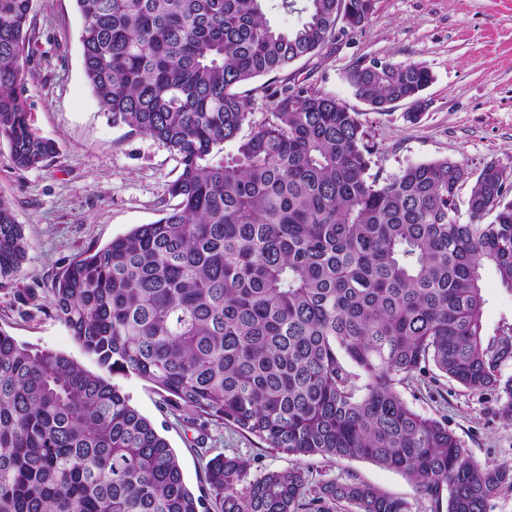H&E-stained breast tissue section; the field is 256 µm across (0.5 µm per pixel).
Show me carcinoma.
Masks as SVG:
<instances>
[{"instance_id": "obj_1", "label": "carcinoma", "mask_w": 512, "mask_h": 512, "mask_svg": "<svg viewBox=\"0 0 512 512\" xmlns=\"http://www.w3.org/2000/svg\"><path fill=\"white\" fill-rule=\"evenodd\" d=\"M35 0H0V137L13 164L58 145L28 117L23 59ZM87 82L112 123L178 159V203L56 276L44 314L93 357L33 350L0 329V512H300L346 502L407 512L348 479L309 488L300 468L246 481L250 462L217 455L207 491L184 482L174 450L111 381L133 374L175 406L289 455L363 458L408 476L435 507L490 512L512 467L476 462L448 425L412 410L399 387L433 367L498 392L512 422V327L484 340V268L512 290V181L441 158L379 180L375 145L335 96L267 85L253 120L239 88L356 30L374 0H305L292 31L265 0H75ZM344 80L376 111L413 105L432 81L420 63L356 61ZM250 126L248 135L240 132ZM237 150L224 156V143ZM468 222H460V212ZM491 221H486L487 217ZM28 241L0 197V288ZM311 493L308 503L302 499ZM270 4H277L279 2H268ZM267 18L270 23L282 30L289 31L298 27L302 21L304 20V15L296 12H287L281 8H278L277 5L275 8H269L266 12Z\"/></svg>"}]
</instances>
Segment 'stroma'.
<instances>
[{
	"label": "stroma",
	"instance_id": "stroma-1",
	"mask_svg": "<svg viewBox=\"0 0 512 512\" xmlns=\"http://www.w3.org/2000/svg\"><path fill=\"white\" fill-rule=\"evenodd\" d=\"M80 28L74 0H37L25 64L28 112L32 127L54 140L59 154L45 166L20 170L0 138V196L13 203L29 242L14 284L0 288V329L93 371L96 363L66 328L41 311L51 282L81 251L158 220L173 205L166 187L179 164L162 143L113 124L103 112L84 75ZM359 58L417 62L430 70L428 106L418 122L407 120L406 104L377 112L353 96L344 73ZM284 76L333 94L359 113L376 146L370 175L385 179L439 158L462 162L470 179L489 162L512 172V0H375L363 28L296 62ZM470 179L461 196H468ZM482 288L491 339L512 325V291L489 267ZM113 381L168 441L192 492L204 488L211 458L238 455L250 461L253 478L301 467L315 486L351 475L404 500L410 512H432L403 473L361 458L288 455L223 421L191 417L137 376ZM401 395L416 412L445 417L477 462L512 467V423L498 416L495 393L466 389L433 370L402 387Z\"/></svg>",
	"mask_w": 512,
	"mask_h": 512
}]
</instances>
